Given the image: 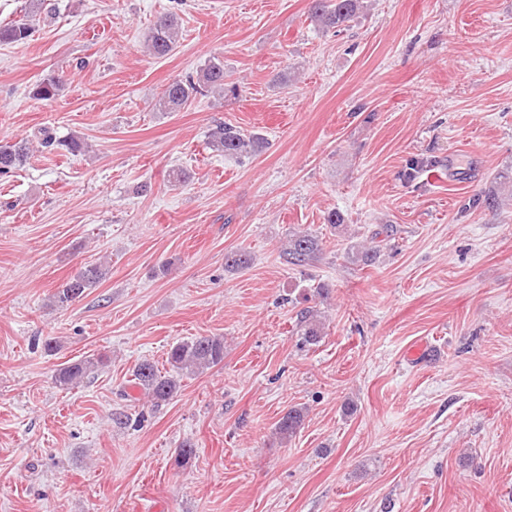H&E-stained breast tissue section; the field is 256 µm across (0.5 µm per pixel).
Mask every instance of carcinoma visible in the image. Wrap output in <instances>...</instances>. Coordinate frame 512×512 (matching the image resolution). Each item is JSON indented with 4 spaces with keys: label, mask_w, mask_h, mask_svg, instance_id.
I'll return each instance as SVG.
<instances>
[{
    "label": "carcinoma",
    "mask_w": 512,
    "mask_h": 512,
    "mask_svg": "<svg viewBox=\"0 0 512 512\" xmlns=\"http://www.w3.org/2000/svg\"><path fill=\"white\" fill-rule=\"evenodd\" d=\"M363 0H312V17L326 30L340 32L350 26ZM32 29L25 19L15 20L0 27V43H18L28 40ZM180 41V26L176 17L164 14L154 21L147 37V49L160 58L169 55ZM62 84L55 77L47 78L37 84L33 97L50 102L59 95ZM236 97L240 85L229 79L224 72V61L215 58L197 72L196 77L185 81L174 80L168 83L156 104L160 112H177L198 95L206 92ZM40 145L51 147L59 144L70 153H80L85 143L79 138L58 141L48 130L41 131ZM209 147L228 157L252 156L263 149V138L258 133H248L231 123H221L213 128L208 138ZM30 158V143L27 141L0 144V175H7L25 166ZM472 207L495 211L500 207V196L495 190L473 200ZM323 250V241L319 236L307 231L293 233L288 244L282 250L283 260L294 267L306 266L315 261ZM252 257L244 250L225 255V266L232 270L245 269L250 266ZM106 276V267L91 264L82 267L69 279L61 283L53 298L61 305L80 298L86 291L95 288ZM296 333L309 345L319 343L322 336V323L316 312L303 309L297 313ZM106 357H84L69 363L58 370L56 381L59 385L70 388L84 382L104 365ZM224 362V337L196 336L172 345L167 354L169 370L161 372L150 361L144 360L132 370L133 382L154 405L159 406L171 400L180 390L183 379L200 375L204 371ZM304 421V410L289 408L278 420L275 431L282 439L295 435Z\"/></svg>",
    "instance_id": "obj_1"
}]
</instances>
